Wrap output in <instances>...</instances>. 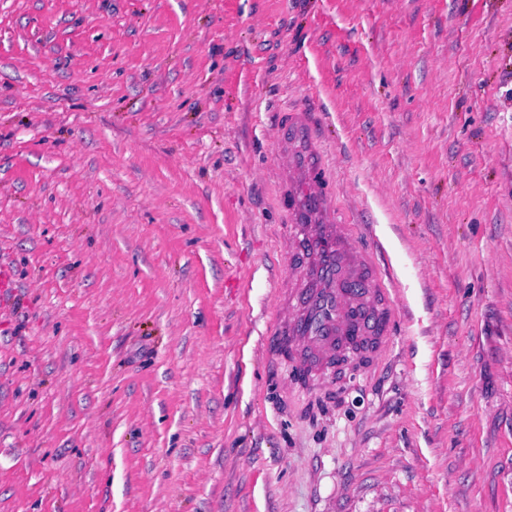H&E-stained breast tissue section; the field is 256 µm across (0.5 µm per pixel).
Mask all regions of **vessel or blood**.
<instances>
[{
    "label": "vessel or blood",
    "mask_w": 512,
    "mask_h": 512,
    "mask_svg": "<svg viewBox=\"0 0 512 512\" xmlns=\"http://www.w3.org/2000/svg\"><path fill=\"white\" fill-rule=\"evenodd\" d=\"M276 147L286 266L276 278L261 351L285 357L289 393L314 395L337 364L367 372L388 355L400 304L380 243L364 247L366 227L336 202L327 157L305 108L285 109Z\"/></svg>",
    "instance_id": "vessel-or-blood-1"
}]
</instances>
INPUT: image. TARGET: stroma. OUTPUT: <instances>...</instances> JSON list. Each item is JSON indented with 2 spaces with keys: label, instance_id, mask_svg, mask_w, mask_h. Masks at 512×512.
I'll return each mask as SVG.
<instances>
[{
  "label": "stroma",
  "instance_id": "35a3bbf8",
  "mask_svg": "<svg viewBox=\"0 0 512 512\" xmlns=\"http://www.w3.org/2000/svg\"><path fill=\"white\" fill-rule=\"evenodd\" d=\"M291 102L402 307L292 400ZM0 259V512H512V0H0Z\"/></svg>",
  "mask_w": 512,
  "mask_h": 512
}]
</instances>
